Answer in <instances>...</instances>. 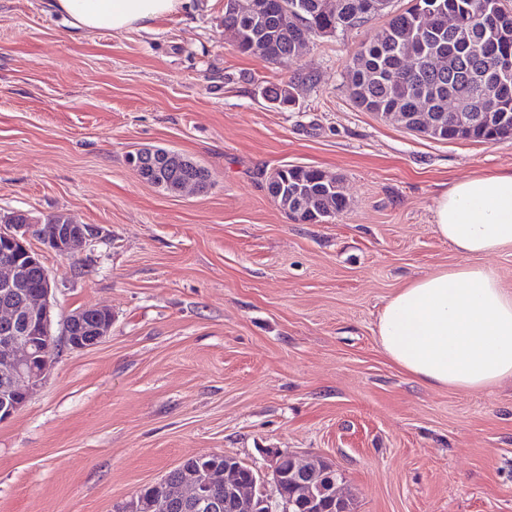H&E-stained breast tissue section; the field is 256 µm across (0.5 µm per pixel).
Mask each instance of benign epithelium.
Segmentation results:
<instances>
[{"instance_id":"benign-epithelium-1","label":"benign epithelium","mask_w":512,"mask_h":512,"mask_svg":"<svg viewBox=\"0 0 512 512\" xmlns=\"http://www.w3.org/2000/svg\"><path fill=\"white\" fill-rule=\"evenodd\" d=\"M37 238L61 256L72 254L87 243L89 228L67 222L55 225L54 233L46 235L41 223L0 224V422L13 418L28 402L34 388L49 374L58 356L54 346L83 349L98 344L112 329V311L91 307L75 312L53 331L52 290L54 280L44 272L40 292L21 303H15V289L22 286L26 269L40 262L29 241ZM99 319L95 335L71 334L73 321ZM197 472L190 479L173 482L163 477L155 482L160 490L158 506L168 509L180 505L194 512H222L238 502H250L251 512H293L303 507L309 512H347L349 498L338 487L335 467L321 469L314 478L313 465L295 453L276 452L270 472L256 474L251 481L232 485L224 482V499L215 497L222 473L205 462L206 454L196 456ZM293 485L298 497L288 495ZM274 493H268V486Z\"/></svg>"}]
</instances>
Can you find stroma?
Wrapping results in <instances>:
<instances>
[{
    "label": "stroma",
    "mask_w": 512,
    "mask_h": 512,
    "mask_svg": "<svg viewBox=\"0 0 512 512\" xmlns=\"http://www.w3.org/2000/svg\"><path fill=\"white\" fill-rule=\"evenodd\" d=\"M224 3L73 35L47 0H0V212L90 226L66 258L29 245L55 323L112 311L0 422V512H115L188 456L265 473L278 451L334 464L356 512H512V383L424 385L376 334L409 280L460 261L433 231L438 194L512 172V139L434 140L358 108L346 67L385 17L316 38L298 79L236 51ZM152 147L210 187L143 180L127 156ZM285 165L336 175L346 210L291 220L266 187Z\"/></svg>",
    "instance_id": "obj_1"
}]
</instances>
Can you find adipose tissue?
Instances as JSON below:
<instances>
[{"instance_id":"ef3b65f1","label":"adipose tissue","mask_w":512,"mask_h":512,"mask_svg":"<svg viewBox=\"0 0 512 512\" xmlns=\"http://www.w3.org/2000/svg\"><path fill=\"white\" fill-rule=\"evenodd\" d=\"M181 0H49L73 32L144 27ZM434 231L460 264L412 279L377 322L384 355L434 387L479 391L512 381V289L478 257L512 249V172L453 183L435 204Z\"/></svg>"}]
</instances>
